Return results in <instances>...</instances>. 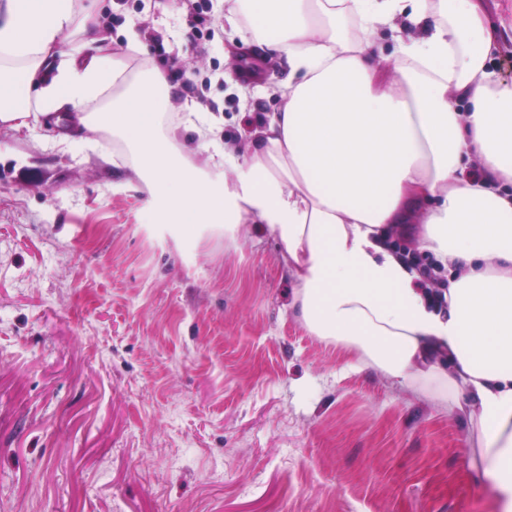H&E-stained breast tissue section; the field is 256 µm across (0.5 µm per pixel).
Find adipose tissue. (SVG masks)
Returning <instances> with one entry per match:
<instances>
[{
	"label": "adipose tissue",
	"instance_id": "1",
	"mask_svg": "<svg viewBox=\"0 0 512 512\" xmlns=\"http://www.w3.org/2000/svg\"><path fill=\"white\" fill-rule=\"evenodd\" d=\"M402 19L422 35L392 60L369 34ZM224 21L291 73L248 149L177 102L166 70L105 51L77 0H0V124L72 107L87 129L111 125L164 223L266 225L309 333L449 409L469 395L477 463L512 512V84L489 66L511 32L483 0H224ZM174 108L210 133L205 164L161 125ZM412 222L455 270L446 309L379 243Z\"/></svg>",
	"mask_w": 512,
	"mask_h": 512
}]
</instances>
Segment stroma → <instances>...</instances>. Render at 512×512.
Returning a JSON list of instances; mask_svg holds the SVG:
<instances>
[{"instance_id":"1","label":"stroma","mask_w":512,"mask_h":512,"mask_svg":"<svg viewBox=\"0 0 512 512\" xmlns=\"http://www.w3.org/2000/svg\"><path fill=\"white\" fill-rule=\"evenodd\" d=\"M79 2L126 53L136 0ZM147 2L148 59L250 145L287 62ZM72 115L0 126V512H498L469 423L309 334L267 230L148 219L118 147L65 150Z\"/></svg>"}]
</instances>
